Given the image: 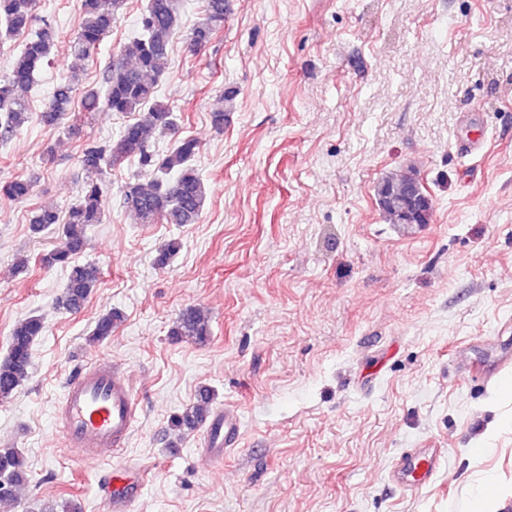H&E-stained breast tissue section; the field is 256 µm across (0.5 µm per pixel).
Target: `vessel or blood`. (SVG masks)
<instances>
[{
    "mask_svg": "<svg viewBox=\"0 0 512 512\" xmlns=\"http://www.w3.org/2000/svg\"><path fill=\"white\" fill-rule=\"evenodd\" d=\"M54 414L73 454L96 458L124 447L139 419V406L124 370L102 362L80 370L65 384ZM239 435V415L229 409L215 411L205 426V455L222 462ZM442 458L438 448L409 449L395 460L391 479L406 491H419L435 483ZM145 486V479L130 477L128 468L114 467L106 475L101 495L112 512H131Z\"/></svg>",
    "mask_w": 512,
    "mask_h": 512,
    "instance_id": "1",
    "label": "vessel or blood"
}]
</instances>
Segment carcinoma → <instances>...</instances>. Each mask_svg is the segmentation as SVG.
Here are the masks:
<instances>
[{
  "label": "carcinoma",
  "instance_id": "cac0c4a2",
  "mask_svg": "<svg viewBox=\"0 0 512 512\" xmlns=\"http://www.w3.org/2000/svg\"><path fill=\"white\" fill-rule=\"evenodd\" d=\"M126 0H81L82 22L71 42L73 54L87 59L112 31L120 19ZM36 0H0V40L24 34L26 39L14 56L11 71L0 79V131L9 134L21 129L30 118L28 98L36 76L51 63L57 31L54 24L41 20L33 27ZM227 8L224 0H203L204 18L187 37L189 48H203L211 35L224 26ZM180 26L179 0H147L135 37L119 50L105 78L104 93L83 87L82 74L74 69L61 78L42 114L43 123L57 126L69 112H109L129 114L128 123L119 137L108 143H88L80 162L88 174L80 199L66 213L53 207H42L30 217L31 228L40 233L62 225L63 242L44 257L47 266H60L68 271L58 307L75 314L84 307L100 279L93 263H80L78 255L85 247V230L90 224L102 223L104 191L98 176L103 169L128 158H137L140 174L125 182L121 189L124 206L142 224H195L202 213L208 188L193 165L200 143L191 137L179 138L165 154L151 150L155 136L178 133L173 109L158 99L156 86L163 76L173 35ZM14 201L28 199L32 184L14 179L0 188ZM376 199L386 223L407 232L431 222L433 199L414 173L391 175L376 186ZM179 244L170 242L154 257L159 268L168 266ZM122 314L112 310L98 318L89 340L102 342L112 336ZM45 331L42 318L30 316L16 322L9 336L7 354L0 359V401L10 398L29 377L32 351ZM171 334L203 343L211 335L209 317L199 308L185 309L175 321ZM210 391L199 393L196 401L175 416L174 430L182 433L200 426L210 411ZM0 476L9 490L0 491V505H11L19 488L28 481L26 458L16 448H0Z\"/></svg>",
  "mask_w": 512,
  "mask_h": 512
}]
</instances>
